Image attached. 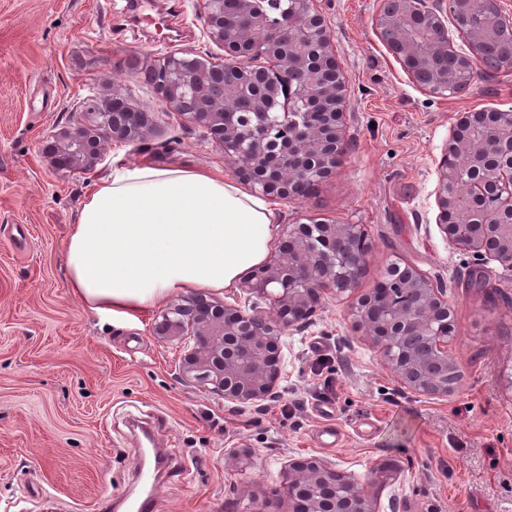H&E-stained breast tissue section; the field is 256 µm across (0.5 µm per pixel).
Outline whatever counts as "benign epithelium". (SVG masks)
<instances>
[{"mask_svg":"<svg viewBox=\"0 0 512 512\" xmlns=\"http://www.w3.org/2000/svg\"><path fill=\"white\" fill-rule=\"evenodd\" d=\"M318 0H290L288 11L259 14L253 0H199L209 38L223 63L185 61L174 50L155 60L160 98L187 116L223 152L238 181L271 201L308 199L339 166L344 138L346 78ZM472 0H382L379 34L407 75L431 93L448 96V23L459 27ZM259 55L267 68L248 62ZM286 93L281 112L265 105ZM229 96L249 99L256 123L224 107ZM151 115L81 112L43 145L59 171L89 174L104 145L143 142ZM278 138L279 152L269 149ZM438 223L446 237L480 261L512 267V113L463 112L440 160ZM375 243L363 224H289L278 251L241 281V290L268 300L263 310L198 292L162 314L155 332L181 344L179 375L238 405L276 395L284 370L283 339L312 322L328 298L356 290ZM354 327L377 348L385 365L412 391L444 399L459 376L448 356L454 309L441 284L409 265L391 264L350 306ZM281 488L289 512H376L374 494L348 471L316 456L292 459Z\"/></svg>","mask_w":512,"mask_h":512,"instance_id":"1","label":"benign epithelium"}]
</instances>
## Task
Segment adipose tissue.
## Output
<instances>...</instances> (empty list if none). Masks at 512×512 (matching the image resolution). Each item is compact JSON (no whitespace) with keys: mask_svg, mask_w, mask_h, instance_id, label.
Here are the masks:
<instances>
[{"mask_svg":"<svg viewBox=\"0 0 512 512\" xmlns=\"http://www.w3.org/2000/svg\"><path fill=\"white\" fill-rule=\"evenodd\" d=\"M279 216L220 172L119 168L83 205L66 248L74 296L131 318L186 288L232 287L268 252Z\"/></svg>","mask_w":512,"mask_h":512,"instance_id":"obj_1","label":"adipose tissue"}]
</instances>
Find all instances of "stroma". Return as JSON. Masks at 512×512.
Here are the masks:
<instances>
[{
	"mask_svg": "<svg viewBox=\"0 0 512 512\" xmlns=\"http://www.w3.org/2000/svg\"><path fill=\"white\" fill-rule=\"evenodd\" d=\"M380 4L319 2L346 77L348 152L312 198L278 202L272 234L299 220L362 224L375 252L361 288L392 263L441 281L461 386L438 400L401 385L343 296L288 335L276 397L234 406L180 378L178 343L154 333L163 307L102 318L72 295L65 266L79 211L113 167L229 170L142 72L169 50L220 60L197 0L143 24L124 0H0V512H119V497L145 491L151 444L169 454L156 512H248L305 456L369 485L378 512H512V268L448 240L435 199L459 113L511 112L512 67L436 97L382 42ZM115 87L149 109L148 144L106 146L90 174L55 170L43 141ZM325 424L339 446L320 445ZM235 448L251 449L252 465ZM383 467L393 477L382 483Z\"/></svg>",
	"mask_w": 512,
	"mask_h": 512,
	"instance_id": "stroma-1",
	"label": "stroma"
}]
</instances>
